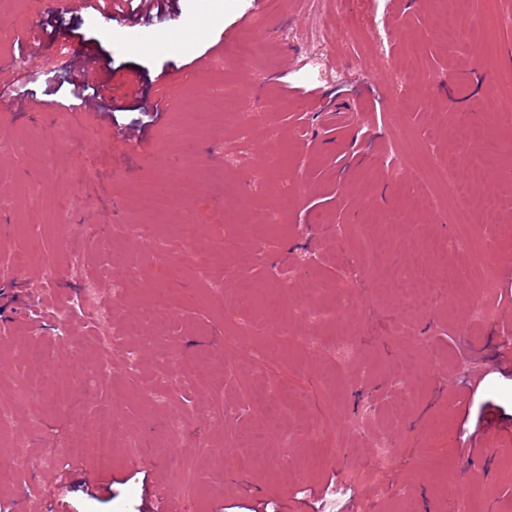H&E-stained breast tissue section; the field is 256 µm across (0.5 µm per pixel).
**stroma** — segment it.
<instances>
[{
  "label": "stroma",
  "mask_w": 512,
  "mask_h": 512,
  "mask_svg": "<svg viewBox=\"0 0 512 512\" xmlns=\"http://www.w3.org/2000/svg\"><path fill=\"white\" fill-rule=\"evenodd\" d=\"M345 7L355 27L318 37L336 0H180L133 29L0 0V78L15 81L0 94V251L18 282L59 272L48 305L0 297V512H154L169 489L184 512H512V142L490 146L512 104V0ZM88 51L111 93L74 112ZM198 97L219 108L188 148L167 133L195 122ZM441 165L487 216L459 223ZM159 175L194 192L150 217L139 183ZM228 181L248 209L225 204ZM438 248L467 299L382 291L431 274ZM107 351L111 380L87 383ZM59 387L72 406L53 403ZM106 414L102 473L86 445ZM467 417L489 453L480 481L457 452Z\"/></svg>",
  "instance_id": "35a3bbf8"
}]
</instances>
